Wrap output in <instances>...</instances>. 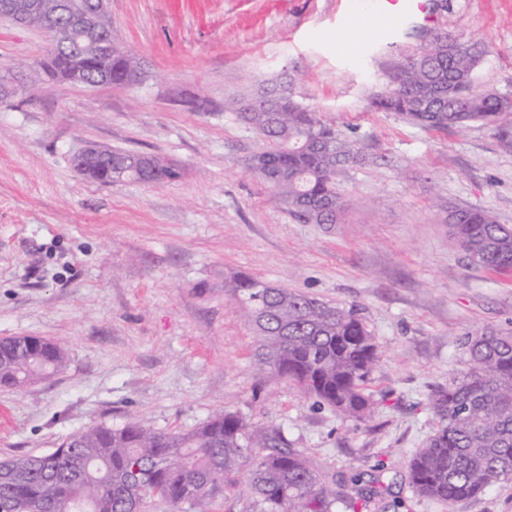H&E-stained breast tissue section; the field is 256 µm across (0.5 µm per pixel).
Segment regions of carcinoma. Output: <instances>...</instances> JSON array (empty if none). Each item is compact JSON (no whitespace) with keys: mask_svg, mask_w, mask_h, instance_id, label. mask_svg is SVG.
Listing matches in <instances>:
<instances>
[{"mask_svg":"<svg viewBox=\"0 0 512 512\" xmlns=\"http://www.w3.org/2000/svg\"><path fill=\"white\" fill-rule=\"evenodd\" d=\"M89 27L112 30L109 15L83 0ZM480 61L477 46L461 39L422 43L414 56L396 64L395 81L377 105L432 130L463 129L479 122L496 126L512 116V99L474 85ZM140 66L125 46L110 54L86 48L53 50L42 63L51 78L76 69L88 77L112 75V85ZM447 97L434 111L438 86ZM280 95L266 107L251 108L235 98L225 109L257 131L266 147L253 154L251 170L278 195L294 216L312 224H337L347 209L336 191V172L364 164L355 140L342 137L333 122L304 108L293 81L279 83ZM126 160L122 179L154 184L138 153L114 149ZM448 219L455 246L471 265L512 272V228L488 211L461 208ZM239 275L234 293L241 315L260 338L258 369L286 378L318 402L356 421L372 414L366 383L377 345L353 307L322 301L278 286L256 288ZM460 375L434 401L441 426L409 460L414 491L452 504L482 495L512 480V333H467ZM59 345L27 337L0 338V386L20 389L58 371ZM251 461L248 512H370L386 493L380 483L354 477L346 483L323 473L301 450L291 448L277 427L252 425L218 411L187 433H164L130 420L119 427L99 425L69 442L63 455H11L0 460V512H149L157 497L193 505L236 485L234 476Z\"/></svg>","mask_w":512,"mask_h":512,"instance_id":"cac0c4a2","label":"carcinoma"}]
</instances>
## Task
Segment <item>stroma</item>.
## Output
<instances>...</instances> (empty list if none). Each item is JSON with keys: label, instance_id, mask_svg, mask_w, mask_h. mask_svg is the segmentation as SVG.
<instances>
[{"label": "stroma", "instance_id": "1", "mask_svg": "<svg viewBox=\"0 0 512 512\" xmlns=\"http://www.w3.org/2000/svg\"><path fill=\"white\" fill-rule=\"evenodd\" d=\"M374 0H108L112 32L139 58V85L44 80L53 45L0 20V338L63 350L52 377L0 387V456L47 454L92 425L133 416L187 432L224 410L281 428L324 473L390 487L379 512H512V480L446 506L416 496L408 460L440 426L434 395L463 368L462 338L512 332V273L471 266L448 207L512 226V123L429 130L377 109L427 31L483 50L476 83L512 97V0H444L430 25L350 33ZM369 157L336 174L338 224L288 212L249 168L264 141L225 110L283 76ZM156 154L181 171L160 185L78 175L85 143ZM247 275L355 307L378 345L354 421L285 378L257 371L259 338L237 311ZM197 506L245 512L240 486Z\"/></svg>", "mask_w": 512, "mask_h": 512}]
</instances>
